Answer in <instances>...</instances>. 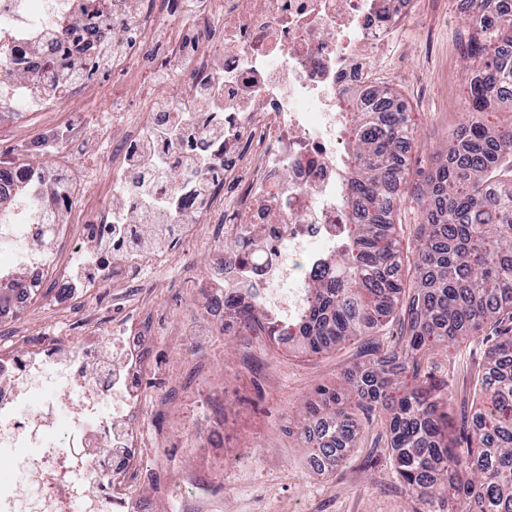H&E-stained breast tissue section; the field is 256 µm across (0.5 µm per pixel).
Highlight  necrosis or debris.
<instances>
[{"label":"necrosis or debris","mask_w":512,"mask_h":512,"mask_svg":"<svg viewBox=\"0 0 512 512\" xmlns=\"http://www.w3.org/2000/svg\"><path fill=\"white\" fill-rule=\"evenodd\" d=\"M129 36L112 44L124 0H0V113L81 112L90 93L107 95L110 111L131 135L108 173L88 168L73 178L56 165L32 167L0 158V310L27 312L31 298L54 281L53 306L97 288L128 294L144 273L159 274L178 246L200 240L210 224L224 227L234 249L205 276L208 310L229 333L243 323L282 326L307 308V289L336 259L351 222L346 199L353 166L348 135L359 112L388 114L395 105L368 76L382 64L394 36L410 30L424 56L396 70L399 81L427 88L438 66L435 48L463 58L474 31L455 33L453 13L494 21L512 18V0H145ZM222 56V72L208 62ZM189 80L193 94L175 96L168 111L153 98L121 95L142 62ZM218 128L208 137L203 126ZM158 152L196 155L189 176L171 184L164 213L173 226L166 248L132 247L138 227L112 221V201L138 210L131 155L143 138ZM208 184L197 198L196 181ZM97 200L95 218H72L82 200ZM69 239L73 261L56 241ZM82 336L59 344L19 335L0 351V465L19 466L0 478V512H148L123 487L126 469L146 450L135 426L145 417L140 309L102 329L84 310ZM41 397L38 416L23 405Z\"/></svg>","instance_id":"4bbe7bcc"}]
</instances>
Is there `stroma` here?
<instances>
[{"mask_svg": "<svg viewBox=\"0 0 512 512\" xmlns=\"http://www.w3.org/2000/svg\"><path fill=\"white\" fill-rule=\"evenodd\" d=\"M108 118L102 99L62 122L28 113L0 132V154L40 165L47 151L23 145L38 133L58 149V164L80 175L105 156L97 129ZM411 121L414 148L404 177L409 187L423 188L445 158L449 134L463 127L462 112L448 108L447 79ZM207 234L211 250L186 247L153 295L142 380L146 404L158 413L139 426L151 453L130 472L131 490L153 512H424L398 479L380 415L362 417L355 446L332 471L314 468L302 442V417L316 388L349 394L348 377L370 361L366 340L313 354L263 336L225 335L208 319L197 283L230 242L223 225H211ZM487 349L481 340L459 338L426 361L434 379L452 385L455 416L474 411V380ZM187 472L194 480L184 486Z\"/></svg>", "mask_w": 512, "mask_h": 512, "instance_id": "obj_1", "label": "stroma"}]
</instances>
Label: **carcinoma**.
Returning <instances> with one entry per match:
<instances>
[{
  "mask_svg": "<svg viewBox=\"0 0 512 512\" xmlns=\"http://www.w3.org/2000/svg\"><path fill=\"white\" fill-rule=\"evenodd\" d=\"M475 53L485 59L474 114L448 140V155L433 172L413 249L415 275L401 277L402 256L392 216V192L404 184L409 117L382 119L365 112L352 142L354 224L332 269L309 288L310 303L288 337L313 353L356 336H379L399 327L392 360L357 381L355 408L338 393L318 389L325 413L315 420L312 455L329 468L347 455L359 433L354 409L385 413L394 465L405 490L427 512H512V328L492 342L487 369L475 381L479 408L467 431L454 435L452 390L427 377L422 359L458 336H481L501 319L512 322V125L488 132L484 110L512 112V23L475 20ZM447 207L434 214V192Z\"/></svg>",
  "mask_w": 512,
  "mask_h": 512,
  "instance_id": "obj_1",
  "label": "carcinoma"
}]
</instances>
